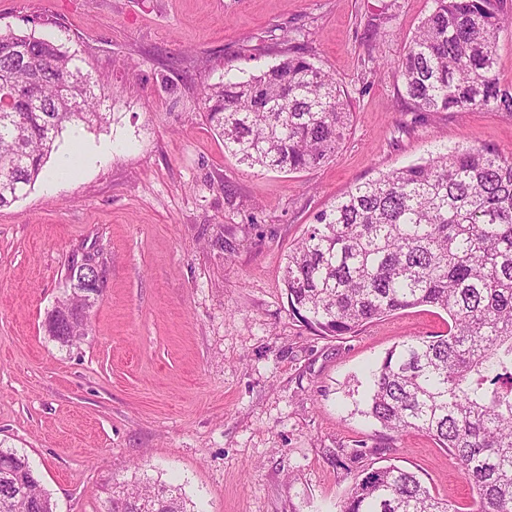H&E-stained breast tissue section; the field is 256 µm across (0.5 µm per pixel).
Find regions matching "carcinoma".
Masks as SVG:
<instances>
[{
  "mask_svg": "<svg viewBox=\"0 0 512 512\" xmlns=\"http://www.w3.org/2000/svg\"><path fill=\"white\" fill-rule=\"evenodd\" d=\"M396 71L418 112L504 110L496 74L500 0H432ZM101 95L63 45L0 31V208L38 180L63 130L101 125ZM210 128L250 167L303 171L331 159L352 112L333 75L301 56L201 92ZM79 259L45 320L63 347L85 335L98 295ZM288 305L324 336L420 306L448 333L404 338L371 370L361 414L423 432L476 491L471 512H512V155L446 148L357 183L288 252ZM0 512H54L28 457L0 448ZM105 512H193L162 481L112 485ZM341 512H458L420 477L387 465L355 478Z\"/></svg>",
  "mask_w": 512,
  "mask_h": 512,
  "instance_id": "1",
  "label": "carcinoma"
}]
</instances>
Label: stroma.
<instances>
[{"label":"stroma","instance_id":"obj_1","mask_svg":"<svg viewBox=\"0 0 512 512\" xmlns=\"http://www.w3.org/2000/svg\"><path fill=\"white\" fill-rule=\"evenodd\" d=\"M431 0H0V28L50 37L103 88L93 162L0 209V446L28 457L55 512H104L113 483L181 487L197 512H340L390 463L471 512L475 493L425 434L361 415L367 370L431 307L347 336L291 312L285 258L358 182L438 149L512 153V114L415 111L395 66ZM303 56L353 112L334 157L300 172L224 150L200 93ZM106 270L86 336L44 331L74 253Z\"/></svg>","mask_w":512,"mask_h":512}]
</instances>
